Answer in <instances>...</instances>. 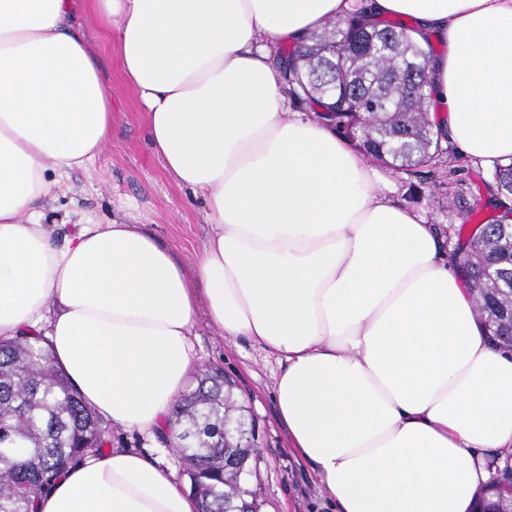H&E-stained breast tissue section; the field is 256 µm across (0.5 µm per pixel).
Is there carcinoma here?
<instances>
[{
	"mask_svg": "<svg viewBox=\"0 0 512 512\" xmlns=\"http://www.w3.org/2000/svg\"><path fill=\"white\" fill-rule=\"evenodd\" d=\"M411 28L372 22L355 6L292 50L279 67L291 96L308 104L336 135L353 142L373 163L391 166L425 183L451 148L429 117L426 87L431 50ZM489 175L499 196L512 195V156L492 160ZM462 254L479 314L496 339L512 338V223L502 216L479 224ZM40 336L0 338V512H35L38 499L71 465L106 444V426L51 361ZM175 444L200 501V512H238L244 475L226 463L249 461L251 448L232 442L242 418L233 416L224 375L202 369L197 386L174 411Z\"/></svg>",
	"mask_w": 512,
	"mask_h": 512,
	"instance_id": "1",
	"label": "carcinoma"
}]
</instances>
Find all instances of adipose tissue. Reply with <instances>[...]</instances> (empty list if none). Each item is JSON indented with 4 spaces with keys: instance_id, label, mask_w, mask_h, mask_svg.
Listing matches in <instances>:
<instances>
[{
    "instance_id": "1",
    "label": "adipose tissue",
    "mask_w": 512,
    "mask_h": 512,
    "mask_svg": "<svg viewBox=\"0 0 512 512\" xmlns=\"http://www.w3.org/2000/svg\"><path fill=\"white\" fill-rule=\"evenodd\" d=\"M76 0H0V337L45 333L85 403L170 436L199 311L275 356L278 412L338 512H471L512 460V351L492 342L439 226L363 153L289 108L271 57L356 0H93L153 151L203 203L193 267L135 224L57 246L48 167H82L112 102L70 28ZM441 40L431 98L473 160L512 155V0H369ZM36 512H197L132 448L86 457Z\"/></svg>"
}]
</instances>
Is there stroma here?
I'll list each match as a JSON object with an SVG mask.
<instances>
[{
	"instance_id": "stroma-1",
	"label": "stroma",
	"mask_w": 512,
	"mask_h": 512,
	"mask_svg": "<svg viewBox=\"0 0 512 512\" xmlns=\"http://www.w3.org/2000/svg\"><path fill=\"white\" fill-rule=\"evenodd\" d=\"M73 25L82 33L96 62L101 82L112 100V133L101 153L83 168L66 174L48 170L53 193L43 203L46 224L56 243H63L82 217L99 224L117 220L140 225L192 265L205 243L208 226L203 204L167 173L147 143V117L132 86L121 73L117 42L89 0H79ZM374 172L393 184L394 201L418 213L427 223L443 226L490 222L498 212L487 166L464 158L455 171L439 167L423 193H413L404 174L377 164ZM477 219H467V211ZM196 368L223 371L232 383L237 405L244 407L255 429L256 451L249 460L255 476L248 488L258 512H334L310 465L289 445L280 420L274 385L282 367L249 340L228 341L199 313L192 338ZM107 448H136L169 466L182 487L190 480L179 452L164 437L147 440L139 433L110 426Z\"/></svg>"
}]
</instances>
